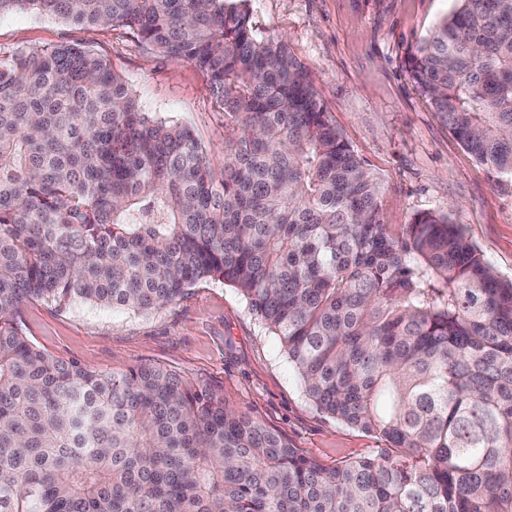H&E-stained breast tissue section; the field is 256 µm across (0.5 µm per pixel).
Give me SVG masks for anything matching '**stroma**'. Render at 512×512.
Masks as SVG:
<instances>
[{"instance_id": "obj_1", "label": "stroma", "mask_w": 512, "mask_h": 512, "mask_svg": "<svg viewBox=\"0 0 512 512\" xmlns=\"http://www.w3.org/2000/svg\"><path fill=\"white\" fill-rule=\"evenodd\" d=\"M455 0H249L259 37L284 40L312 77L344 140L380 179L383 223L448 214L505 278L512 279V180L476 162L407 72V56ZM77 43L107 59L145 112L189 127L214 164L224 162V113L204 75L167 60L123 27L83 29L34 11L0 16V49ZM29 339L51 355L120 374L161 365L221 387L226 404L281 433L332 467L380 454L374 434L317 410L278 338L224 281L188 288L151 314L84 301L20 312Z\"/></svg>"}]
</instances>
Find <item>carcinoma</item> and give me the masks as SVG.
<instances>
[{
	"instance_id": "carcinoma-1",
	"label": "carcinoma",
	"mask_w": 512,
	"mask_h": 512,
	"mask_svg": "<svg viewBox=\"0 0 512 512\" xmlns=\"http://www.w3.org/2000/svg\"><path fill=\"white\" fill-rule=\"evenodd\" d=\"M245 2L0 0L193 63L230 133L218 169L91 50L0 56V512H512V280L446 214L381 222L378 178ZM409 72L512 179V0H456ZM215 277L320 412L393 452L326 467L216 385L60 360L18 320L149 314Z\"/></svg>"
}]
</instances>
